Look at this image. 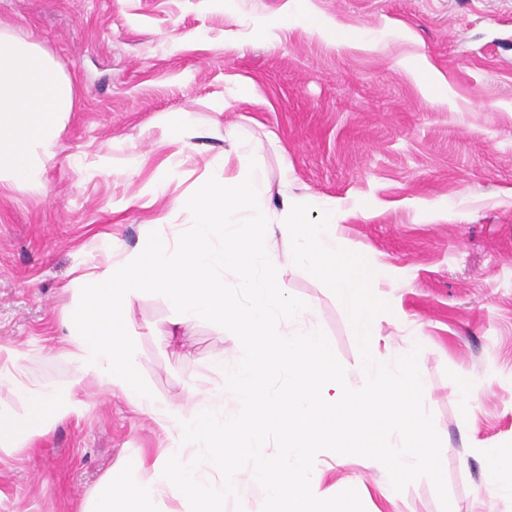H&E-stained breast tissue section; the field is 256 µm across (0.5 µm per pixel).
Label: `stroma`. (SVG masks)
I'll list each match as a JSON object with an SVG mask.
<instances>
[{
	"label": "stroma",
	"instance_id": "obj_1",
	"mask_svg": "<svg viewBox=\"0 0 512 512\" xmlns=\"http://www.w3.org/2000/svg\"><path fill=\"white\" fill-rule=\"evenodd\" d=\"M337 24L332 41L283 26L286 0H0V29L28 38L76 82L74 109L38 189L0 192V345L29 355L35 381L61 380L56 357L73 270L108 243L149 250L156 221L187 228L212 167L245 173L225 141L233 128L264 140L257 157L284 195L334 201L346 247L380 292L414 322L401 340L432 390L425 411L448 480L426 472L394 504L376 488L371 449L338 486L342 512H469L483 493L482 458L512 451V0H307ZM447 86L423 93L417 73ZM190 112L173 139L165 118ZM276 275L316 309L336 364L360 363L346 312L328 282L299 265ZM170 311L144 295L132 322L141 374L182 400L216 358L244 355L232 328L166 333ZM466 372L482 386L469 406L449 394ZM81 417L0 458V512H78L106 475L171 443L120 394H94Z\"/></svg>",
	"mask_w": 512,
	"mask_h": 512
}]
</instances>
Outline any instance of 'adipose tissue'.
I'll return each mask as SVG.
<instances>
[{
    "label": "adipose tissue",
    "instance_id": "adipose-tissue-1",
    "mask_svg": "<svg viewBox=\"0 0 512 512\" xmlns=\"http://www.w3.org/2000/svg\"><path fill=\"white\" fill-rule=\"evenodd\" d=\"M75 102V82L61 73L36 43L0 31V189L40 183ZM267 176L258 166L241 178L211 171L191 198L177 200L190 212L187 238L153 227L152 249L120 251L72 280L74 301L61 317L73 367L60 381H32L28 355L0 346V389L14 404H0V454L29 449L35 436L81 416L89 391L119 392L173 437L170 448L141 458L122 482L103 478L82 512H252L250 487L262 488L275 512H315L327 496L330 468L315 453L325 444L376 445L379 490L393 502L401 481L424 470L443 477L436 443L421 404L428 381L415 371L409 351L384 345L382 328L405 329L406 314L375 288L361 254L336 232V205L319 203V222L304 218L305 203L286 198L270 214ZM327 279L349 314L361 365L355 376L336 367L331 339L313 325V307L287 296L275 275L281 261ZM232 276L236 296L224 292ZM162 298L171 324L189 334L203 323L231 324L247 349L233 368L216 361L222 382L190 383L184 401L164 399L141 377L131 312L145 294ZM301 325L283 330V315ZM288 376L286 391L273 392L268 375ZM231 398L237 413L225 417L216 402ZM279 432L280 450L264 452V433Z\"/></svg>",
    "mask_w": 512,
    "mask_h": 512
}]
</instances>
